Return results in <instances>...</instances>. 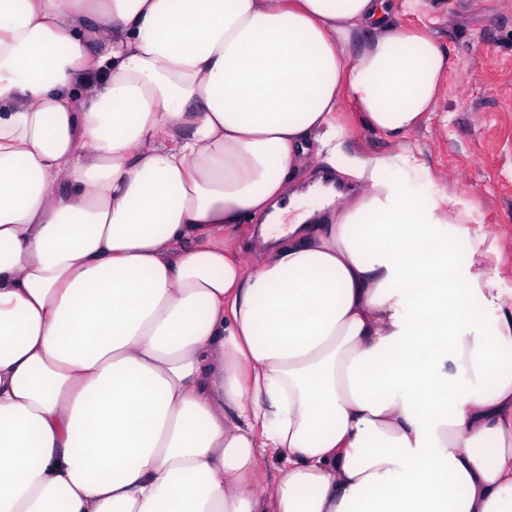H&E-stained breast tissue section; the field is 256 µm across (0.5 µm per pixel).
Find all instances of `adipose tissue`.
<instances>
[{
	"instance_id": "ef3b65f1",
	"label": "adipose tissue",
	"mask_w": 512,
	"mask_h": 512,
	"mask_svg": "<svg viewBox=\"0 0 512 512\" xmlns=\"http://www.w3.org/2000/svg\"><path fill=\"white\" fill-rule=\"evenodd\" d=\"M446 66L391 0H0V512H512L499 249L341 148Z\"/></svg>"
}]
</instances>
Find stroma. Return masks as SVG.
Here are the masks:
<instances>
[{"instance_id":"35a3bbf8","label":"stroma","mask_w":512,"mask_h":512,"mask_svg":"<svg viewBox=\"0 0 512 512\" xmlns=\"http://www.w3.org/2000/svg\"><path fill=\"white\" fill-rule=\"evenodd\" d=\"M398 9L399 27H427L448 65L430 121L395 141L366 127L349 104L344 146L369 156L420 153L433 181L468 196L478 229L496 240L504 290L512 289V0H432Z\"/></svg>"}]
</instances>
